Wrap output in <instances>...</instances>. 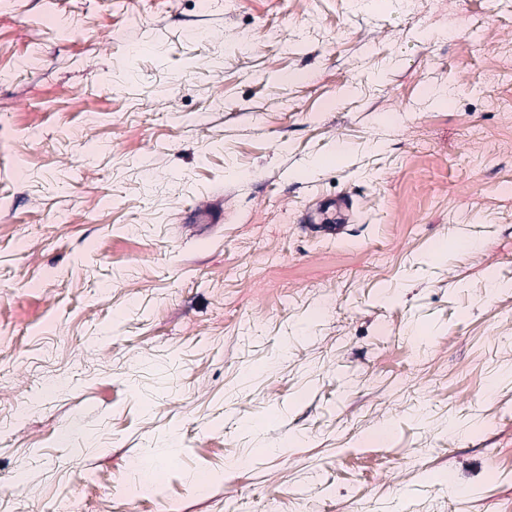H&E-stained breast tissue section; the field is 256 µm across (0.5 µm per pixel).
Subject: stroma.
<instances>
[{
  "label": "stroma",
  "mask_w": 512,
  "mask_h": 512,
  "mask_svg": "<svg viewBox=\"0 0 512 512\" xmlns=\"http://www.w3.org/2000/svg\"><path fill=\"white\" fill-rule=\"evenodd\" d=\"M508 282L512 0H0V512H512ZM328 213L331 217H325ZM320 220L314 224L317 233L335 237L340 234L343 224L349 221V212L345 199H328L320 206Z\"/></svg>",
  "instance_id": "1"
}]
</instances>
